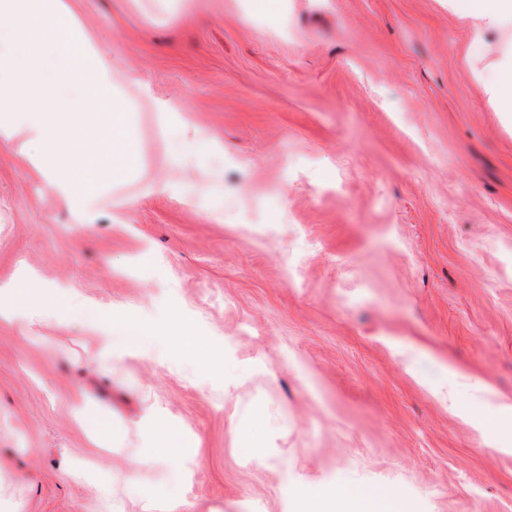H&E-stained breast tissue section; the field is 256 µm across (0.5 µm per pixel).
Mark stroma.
Returning <instances> with one entry per match:
<instances>
[{"mask_svg": "<svg viewBox=\"0 0 512 512\" xmlns=\"http://www.w3.org/2000/svg\"><path fill=\"white\" fill-rule=\"evenodd\" d=\"M65 5L133 105L139 163L73 207L40 145L0 135V512H141L161 488L182 512H292L308 486L512 512V119L465 63L470 22L445 0ZM183 141L208 150L169 162ZM253 201L264 223L241 220ZM41 290L50 312L22 303ZM125 307L192 328L224 372L95 358ZM148 407L193 437L192 474L126 481Z\"/></svg>", "mask_w": 512, "mask_h": 512, "instance_id": "obj_1", "label": "stroma"}]
</instances>
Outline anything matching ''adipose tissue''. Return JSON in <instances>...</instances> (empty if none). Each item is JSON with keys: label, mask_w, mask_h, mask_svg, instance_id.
Wrapping results in <instances>:
<instances>
[{"label": "adipose tissue", "mask_w": 512, "mask_h": 512, "mask_svg": "<svg viewBox=\"0 0 512 512\" xmlns=\"http://www.w3.org/2000/svg\"><path fill=\"white\" fill-rule=\"evenodd\" d=\"M448 9L462 19L475 21L466 58L488 102L497 111L512 115V34L506 32L512 24V0H448ZM494 45L499 55L492 60L488 53ZM108 317L116 352L141 350L160 334L159 327L145 323L133 309L115 310ZM325 503L331 504L334 512H397L394 500L386 495L355 490L332 500L318 487L300 492L295 512H310L314 505Z\"/></svg>", "instance_id": "obj_1"}]
</instances>
